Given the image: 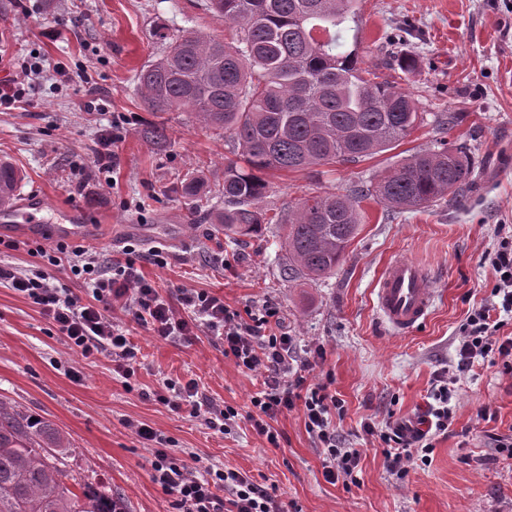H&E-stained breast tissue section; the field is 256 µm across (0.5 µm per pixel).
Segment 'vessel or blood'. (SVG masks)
Listing matches in <instances>:
<instances>
[{"label": "vessel or blood", "instance_id": "b4317fda", "mask_svg": "<svg viewBox=\"0 0 512 512\" xmlns=\"http://www.w3.org/2000/svg\"><path fill=\"white\" fill-rule=\"evenodd\" d=\"M45 208L42 196L28 197L0 209V224L9 227L19 238H74L85 233L82 209L63 210L59 224L41 223L38 215ZM434 293L428 286V274L418 263L396 259L387 264L378 280L377 309L382 320L394 331L409 333L430 315Z\"/></svg>", "mask_w": 512, "mask_h": 512}]
</instances>
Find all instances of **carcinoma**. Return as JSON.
I'll use <instances>...</instances> for the list:
<instances>
[{
	"mask_svg": "<svg viewBox=\"0 0 512 512\" xmlns=\"http://www.w3.org/2000/svg\"><path fill=\"white\" fill-rule=\"evenodd\" d=\"M360 0H206L233 31L231 41L183 29L164 34L162 54L137 75L147 111L189 112L228 134L235 158L224 183H181L194 212L229 238L251 237L271 223L258 204L270 172H300L360 162L401 144L424 122L412 94L376 73H363L357 50H340V32L357 23ZM142 135L169 140L162 123ZM475 162L463 143L440 140L344 194L307 196L276 224L291 279L318 283L336 273L360 228L369 198L391 210L456 201L473 185ZM22 182L0 160V206ZM71 447L51 424L0 399V512H112V496L85 484L77 494L52 459Z\"/></svg>",
	"mask_w": 512,
	"mask_h": 512,
	"instance_id": "carcinoma-1",
	"label": "carcinoma"
}]
</instances>
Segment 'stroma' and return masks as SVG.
Here are the masks:
<instances>
[{
	"label": "stroma",
	"mask_w": 512,
	"mask_h": 512,
	"mask_svg": "<svg viewBox=\"0 0 512 512\" xmlns=\"http://www.w3.org/2000/svg\"><path fill=\"white\" fill-rule=\"evenodd\" d=\"M230 38L204 0H0V73L12 78L38 56L44 73L28 90L25 109L0 112V156L21 170V195L42 194L44 223L74 205L91 229L82 245L120 258L134 240L143 275L161 296L202 288L243 311L270 303L301 349H320L316 368L343 403L335 417L340 439L362 451L359 485L325 481L323 456L302 411L277 415L278 445L248 418L261 374L239 367L207 330L189 340L155 338L127 321L138 356L130 380L106 356L84 358L59 335L39 305L0 282V398L22 406L71 442L63 470L69 488L88 483L111 493L124 512H175L152 479L153 451L132 426L144 422L166 438L176 462L246 473L288 506V512H512V457L497 453L493 435L512 434V371L485 360L461 373L447 432L433 437L428 464L392 475L376 435L390 418L416 419L439 378L455 367L457 338L472 308L491 298L494 271L486 258L499 237L512 235V169L486 180L497 149L512 154V0H362L358 30H344L366 70L389 53L411 52L415 69L395 73L427 119L393 150L358 163L313 172H274L261 207L275 215L311 193H342L437 140L463 142L482 188L456 202L392 211L373 200L361 206V227L336 274L324 284L289 281L279 239L270 228L232 240L217 225L197 224L180 181L192 172L213 186L224 180L234 144L185 112L163 120L169 140L156 145L141 129L153 121L137 91L136 74L163 49L158 26ZM55 27L57 36L41 31ZM454 114L438 130L436 114ZM123 123L118 162L94 164L103 129ZM164 242L163 263L151 247ZM33 241L0 245V265L38 271L81 288L82 282L32 255ZM404 258L424 266L436 299L426 323L407 334L388 329L375 308L383 267ZM81 375L72 381L64 372ZM196 380L202 405L234 407L228 430L205 425L190 407L172 410L151 399L163 380Z\"/></svg>",
	"instance_id": "35a3bbf8"
}]
</instances>
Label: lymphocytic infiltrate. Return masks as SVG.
Segmentation results:
<instances>
[{
  "mask_svg": "<svg viewBox=\"0 0 512 512\" xmlns=\"http://www.w3.org/2000/svg\"><path fill=\"white\" fill-rule=\"evenodd\" d=\"M133 253L103 265L99 253L89 247L68 248L57 244L52 265L68 266L72 275L82 279L85 291L76 293L65 285L51 282L44 274L28 275L0 266V281L40 305L58 333L82 356L103 354L116 364L122 377H130V365L136 348L129 341L124 317L146 327L153 336L170 341L189 338L198 329L219 336L225 356L237 365L262 373L263 387L251 398L258 416L254 428L268 443L278 445V434L269 421L278 414L302 409L305 427L323 455V477L328 483L346 481L358 484L361 453L344 447L332 422V410L339 400L330 399L325 382H309L317 363L298 356L293 336L272 332L279 322L278 310L270 304L240 313L225 305L223 299L205 290L180 289L177 301L162 298L145 279ZM494 271L492 302L472 309L456 346V372L471 370L480 360L495 355L512 360V336H501L496 311L512 313V236L502 238L490 258ZM121 317H114V310ZM453 397L447 384H440L435 403L421 416L420 428L404 424L387 425L378 433L390 472L406 474L410 463L428 462L433 451L427 440L428 428L448 429ZM132 430L139 442L154 445L152 479L173 497L177 512H285L276 495L254 483L245 473L233 469H190L175 462L160 448V435L150 425L140 422Z\"/></svg>",
  "mask_w": 512,
  "mask_h": 512,
  "instance_id": "lymphocytic-infiltrate-1",
  "label": "lymphocytic infiltrate"
}]
</instances>
